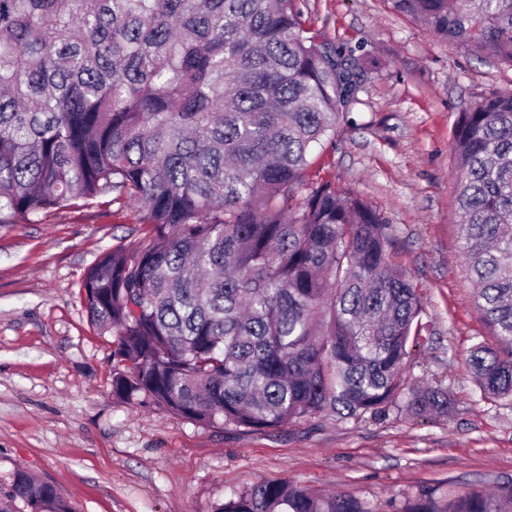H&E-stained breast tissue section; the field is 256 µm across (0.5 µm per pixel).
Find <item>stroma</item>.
Masks as SVG:
<instances>
[{"instance_id": "1", "label": "stroma", "mask_w": 512, "mask_h": 512, "mask_svg": "<svg viewBox=\"0 0 512 512\" xmlns=\"http://www.w3.org/2000/svg\"><path fill=\"white\" fill-rule=\"evenodd\" d=\"M323 39L362 46L352 124L316 152L321 176L388 224L393 260L418 295L423 339L412 385L448 393V415L403 406L278 430L201 426L143 394H112L114 336L88 319L81 280L102 254L142 238L136 204L95 201L0 224V501L18 471L55 485L75 512H212L261 480L288 479L390 506L428 483H512V401L483 397L468 366L490 330L458 248L452 129L459 112L512 90V67L440 39L391 0H298Z\"/></svg>"}]
</instances>
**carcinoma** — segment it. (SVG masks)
<instances>
[{
    "label": "carcinoma",
    "mask_w": 512,
    "mask_h": 512,
    "mask_svg": "<svg viewBox=\"0 0 512 512\" xmlns=\"http://www.w3.org/2000/svg\"><path fill=\"white\" fill-rule=\"evenodd\" d=\"M445 40L512 66V0H392ZM356 49L306 27L296 0H0V224L102 196L145 237L82 278L90 323L116 336L112 395L190 421L276 430L360 420L405 398L422 325L386 220L311 175L361 80ZM456 218L476 308L481 393L512 399V91L458 114ZM11 498L72 512L20 472ZM213 512H380L353 494L260 481ZM394 512H512L494 493L422 484Z\"/></svg>",
    "instance_id": "cac0c4a2"
}]
</instances>
